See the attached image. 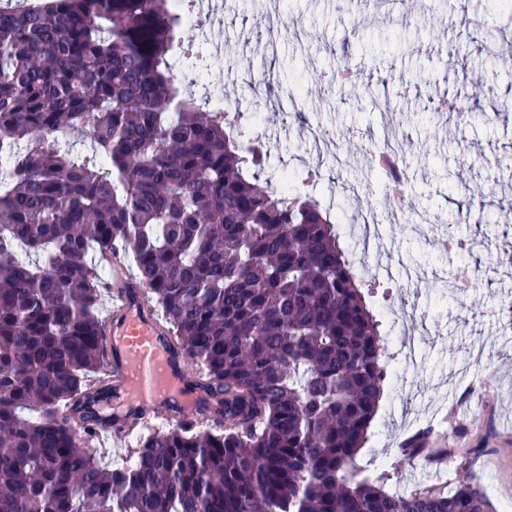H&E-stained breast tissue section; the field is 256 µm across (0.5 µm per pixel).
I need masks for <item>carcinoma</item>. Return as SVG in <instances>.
<instances>
[{"instance_id":"carcinoma-1","label":"carcinoma","mask_w":512,"mask_h":512,"mask_svg":"<svg viewBox=\"0 0 512 512\" xmlns=\"http://www.w3.org/2000/svg\"><path fill=\"white\" fill-rule=\"evenodd\" d=\"M195 2L0 0V512H494L479 448L448 488L354 471L389 354L351 228L307 180L274 183L248 113L190 91L207 70L185 36ZM92 251L133 258L203 371L130 466L95 448L139 409L112 411L100 377L113 282Z\"/></svg>"}]
</instances>
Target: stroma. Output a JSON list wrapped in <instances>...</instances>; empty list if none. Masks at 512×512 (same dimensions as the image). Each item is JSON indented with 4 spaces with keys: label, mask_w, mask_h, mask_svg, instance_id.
<instances>
[{
    "label": "stroma",
    "mask_w": 512,
    "mask_h": 512,
    "mask_svg": "<svg viewBox=\"0 0 512 512\" xmlns=\"http://www.w3.org/2000/svg\"><path fill=\"white\" fill-rule=\"evenodd\" d=\"M269 0H214L209 26L187 35L208 49V88L253 112L268 151V172L304 178L320 167L310 194L349 224L366 211L379 237L362 266L376 292L371 303L391 339L387 390L356 458L366 474L387 473L393 493L440 480L438 471L402 461L397 444L433 425L435 445L457 455L482 449L475 465L493 502L512 500V13L495 0H278L287 31L269 36L259 20ZM459 48L449 55V44ZM346 64L357 82L340 86ZM273 73L274 97L252 81ZM481 88L479 117L435 111L436 96L469 101ZM407 140L402 168L406 224L369 170L367 140ZM470 221H459L460 206ZM438 225L468 246L446 257L418 224ZM463 266L484 286L459 295L444 281ZM411 286L399 290L398 284ZM164 416L132 431L100 436L106 461L132 455L134 436L169 427Z\"/></svg>",
    "instance_id": "stroma-1"
}]
</instances>
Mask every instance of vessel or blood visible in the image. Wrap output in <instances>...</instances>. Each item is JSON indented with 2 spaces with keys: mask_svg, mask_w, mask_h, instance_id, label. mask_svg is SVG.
Wrapping results in <instances>:
<instances>
[{
  "mask_svg": "<svg viewBox=\"0 0 512 512\" xmlns=\"http://www.w3.org/2000/svg\"><path fill=\"white\" fill-rule=\"evenodd\" d=\"M104 344L105 375L118 395L132 399L151 415L164 413L170 398L182 397L186 361L164 338L141 288L113 289Z\"/></svg>",
  "mask_w": 512,
  "mask_h": 512,
  "instance_id": "obj_1",
  "label": "vessel or blood"
}]
</instances>
